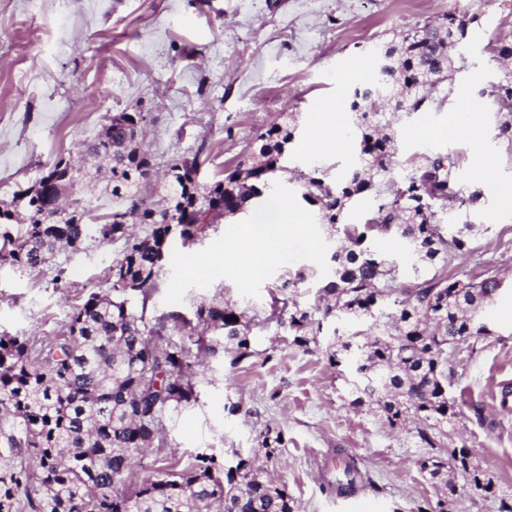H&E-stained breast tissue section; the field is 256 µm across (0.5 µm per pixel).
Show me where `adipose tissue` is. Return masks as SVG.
I'll return each mask as SVG.
<instances>
[{
	"label": "adipose tissue",
	"mask_w": 512,
	"mask_h": 512,
	"mask_svg": "<svg viewBox=\"0 0 512 512\" xmlns=\"http://www.w3.org/2000/svg\"><path fill=\"white\" fill-rule=\"evenodd\" d=\"M306 217L294 210H283L280 218L269 224H235L224 236V245L199 263H186L188 270L199 267L224 266L239 272L248 281L261 275L269 263L277 258L290 239L305 231Z\"/></svg>",
	"instance_id": "1"
}]
</instances>
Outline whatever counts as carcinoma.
<instances>
[{
	"mask_svg": "<svg viewBox=\"0 0 512 512\" xmlns=\"http://www.w3.org/2000/svg\"><path fill=\"white\" fill-rule=\"evenodd\" d=\"M481 11L450 12L438 22L417 23L384 41L390 56L385 72L373 70L354 86L347 103L352 114L348 168L315 166L304 176L302 198L316 208L331 242L323 267H285L277 274L270 318L306 350L318 345L324 321L379 323V334L333 331L325 352L330 365L349 373L345 391L353 406L374 405L391 427L408 416L421 422L417 435L426 448H440L441 437L457 417L448 401L455 369L448 348L464 337L489 334L475 314L504 285L487 272L467 281L443 273L448 258L471 252L480 225L457 224L448 212L464 213L484 204L480 185L460 184L458 160L423 154L408 162L401 180L383 188L395 165L397 127L403 111H420L432 93L452 84L456 68L450 50L461 46ZM434 77L427 91H416L423 74ZM393 93L391 112L372 109L379 83ZM497 136L512 145V77L492 87ZM112 125L85 144V155L107 174L105 191L112 213L102 224L86 222L79 197L82 179H67L59 159L53 167L0 211V226L14 223L17 203L25 217L16 234L0 243V266L35 270L51 264L59 251L79 250L94 235L123 243L108 269L116 295L92 292L72 309L60 332L34 347L24 336L0 334V512H299L283 481L265 475L260 458L285 447L283 430L266 426L258 447L234 453L228 463L199 453L189 466L161 468L140 482L129 480L134 460L149 449L166 456L164 421L197 402L189 373L191 358H222L239 365L253 357L251 319L228 302H200L193 319L171 312L150 321L148 300L176 245L188 247L205 226L224 215L253 209L265 192L278 187V173L292 149L298 124H274L256 138L253 161L224 169V176L202 184L198 155L169 166L172 212L144 193L154 157L134 140L131 127L141 112H117ZM209 200L215 215L200 221L198 205ZM362 198L372 207L359 221L347 222ZM400 239L423 275L402 288L397 260L379 252L373 240ZM432 276H427L428 272ZM320 282L317 302L302 308L293 299L311 281ZM137 298L140 307L129 305ZM321 317H316V314ZM236 320H231V317ZM197 352H192L191 346ZM420 473L443 493H454L449 475H466L474 494L492 493L491 480L467 448L429 455ZM364 477L356 460L339 454L329 489L354 494Z\"/></svg>",
	"mask_w": 512,
	"mask_h": 512,
	"instance_id": "obj_1",
	"label": "carcinoma"
}]
</instances>
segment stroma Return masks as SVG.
I'll list each match as a JSON object with an SVG mask.
<instances>
[{
    "instance_id": "stroma-1",
    "label": "stroma",
    "mask_w": 512,
    "mask_h": 512,
    "mask_svg": "<svg viewBox=\"0 0 512 512\" xmlns=\"http://www.w3.org/2000/svg\"><path fill=\"white\" fill-rule=\"evenodd\" d=\"M457 4L480 9L482 23L462 50L448 98L434 99L401 125L397 158L428 151L456 156L460 182L481 184L487 197L471 254L448 272L467 280L492 267L504 273L505 285L483 310L489 335L459 342L448 353L457 372L448 397L459 415L443 445L470 449L494 485L486 497L458 488L447 512H501L512 505V411L498 405L501 383H512V208L502 204L512 195V171L489 92L512 72V62L493 52L497 40L512 39V0H0V102L6 105L0 202L32 186L59 156L80 159L84 143L113 113L126 111L146 115L157 172L195 153L203 182L248 160L256 136L270 125L296 117L301 133L279 175L277 197L236 221L273 222L283 198L307 210L301 176L310 163L344 168L352 162L343 150L314 151L305 135L311 117L330 109L340 128L349 129L346 101L374 66L375 43L439 19ZM473 99L483 106L478 128L464 125L453 137L438 136L449 112ZM121 248L92 237L41 270H0V333L33 340L56 335L80 300L110 292L105 271ZM328 257L324 229L311 222L245 286L220 267L194 276L176 263L164 265L148 315L189 316L200 301L228 299L257 323L249 362L193 364L198 401L166 420L168 446L184 467L203 451L247 452L266 426L277 425L287 446L266 467L287 483L300 512H417L436 504L439 493L421 476L428 450L414 422L394 429L376 407L350 406L323 350L334 322H324L320 346L309 352L269 319L279 270L323 265ZM233 403L239 406L234 414L228 411ZM477 405L483 408L478 416ZM340 451L356 458L370 480L348 498L323 486Z\"/></svg>"
}]
</instances>
